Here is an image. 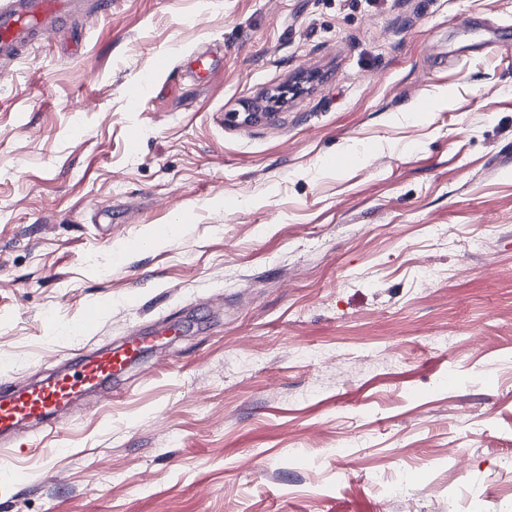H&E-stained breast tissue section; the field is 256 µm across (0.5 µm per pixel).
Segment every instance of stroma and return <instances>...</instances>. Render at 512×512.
Segmentation results:
<instances>
[{
	"label": "stroma",
	"mask_w": 512,
	"mask_h": 512,
	"mask_svg": "<svg viewBox=\"0 0 512 512\" xmlns=\"http://www.w3.org/2000/svg\"><path fill=\"white\" fill-rule=\"evenodd\" d=\"M177 321L0 512H512V0H80L1 59L0 387Z\"/></svg>",
	"instance_id": "obj_1"
}]
</instances>
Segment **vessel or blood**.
Instances as JSON below:
<instances>
[{
    "mask_svg": "<svg viewBox=\"0 0 512 512\" xmlns=\"http://www.w3.org/2000/svg\"><path fill=\"white\" fill-rule=\"evenodd\" d=\"M74 6V0H0V54L12 53L33 30L48 19L65 16ZM155 342V336L143 333L114 346L79 351L70 367L0 393V453L11 451L12 436L20 427H53L61 415L83 405L90 395L103 396L119 388Z\"/></svg>",
    "mask_w": 512,
    "mask_h": 512,
    "instance_id": "obj_1",
    "label": "vessel or blood"
}]
</instances>
